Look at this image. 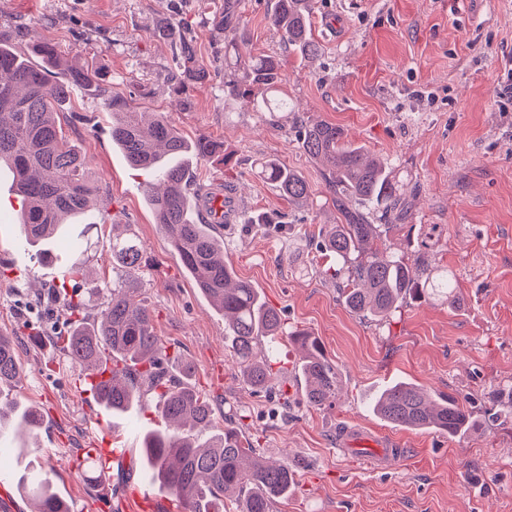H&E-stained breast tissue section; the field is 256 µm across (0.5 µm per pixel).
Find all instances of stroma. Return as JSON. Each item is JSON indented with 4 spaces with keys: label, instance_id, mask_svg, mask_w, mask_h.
Wrapping results in <instances>:
<instances>
[{
    "label": "stroma",
    "instance_id": "obj_1",
    "mask_svg": "<svg viewBox=\"0 0 512 512\" xmlns=\"http://www.w3.org/2000/svg\"><path fill=\"white\" fill-rule=\"evenodd\" d=\"M224 0H0V39L21 54L33 40L55 44L70 63H95L103 90L76 89L57 116L85 155L106 223L80 217L69 237L90 242L86 278L124 280L112 264L113 224H125L144 246L131 278L152 310L169 353L190 361L195 381L215 408L245 415L241 433L260 456L296 472L273 512H512V100L502 97L512 62V0H315L311 34L320 45L303 64L269 21L271 0H242V56L266 53L286 62L291 112L256 111L224 92V36L211 19ZM177 21L193 38L209 78L174 95L176 65L155 28ZM133 93L144 112L162 113L184 136L222 142L224 159L197 158L198 183L223 181L242 200L232 223L218 227L224 257L250 281L285 324L319 339L335 365L341 392L334 407L315 409L301 395L299 349L280 344L267 390L243 380L224 340V317L201 295L145 204L146 178L111 138L109 93ZM343 128L349 141L390 159L411 203L410 223L388 233V250L448 269L457 306L410 301L391 322L358 318L342 303L316 253V232L341 216L323 168L300 148L294 117ZM272 157L306 179L310 195L288 202L256 173ZM12 176L0 170V333L14 338L19 392L43 425L0 435V448L31 447L0 467L20 476L41 465L76 512H99L96 488L79 462L104 438L137 455L156 428L155 407L108 414L75 385L76 367L56 344L66 331L61 294L71 288L74 255L54 248L38 263L12 208ZM260 215V224L244 216ZM394 380L432 395L469 402L476 427L459 439L387 425L369 401ZM293 402L276 412L280 390ZM394 437L401 459L366 466L340 450L339 433Z\"/></svg>",
    "mask_w": 512,
    "mask_h": 512
}]
</instances>
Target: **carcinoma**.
<instances>
[{
	"label": "carcinoma",
	"instance_id": "1",
	"mask_svg": "<svg viewBox=\"0 0 512 512\" xmlns=\"http://www.w3.org/2000/svg\"><path fill=\"white\" fill-rule=\"evenodd\" d=\"M238 6L239 0H224V11L213 18L225 32L224 89L252 98L259 112H279L282 103L277 93L286 81L285 62L268 54L242 62L233 55L239 31L232 19ZM312 7L313 0H273L270 14L288 48L304 60L320 51L309 33ZM158 35L173 47L183 79L207 78L208 70L181 24L168 22ZM31 52L41 64H31L12 46L0 43V166L20 176L22 235L31 244L46 246L67 219L87 211L96 191L85 157L62 134L56 115L69 103L73 87L101 82L102 72L70 65L67 79L51 86L46 69L61 65L56 46L34 41ZM107 107L112 112V143L133 168L157 178L147 191V204L186 274L224 315L225 339L246 383L256 391L268 388L277 350L260 355L261 339L286 336L301 350L298 368L305 402L316 409L332 406L340 390L339 374L319 341L298 343L305 333L289 328L251 282L237 277L224 260V246L212 225L194 212L184 138L162 114L137 111L130 96L115 93ZM293 124L303 151L325 166L326 186L341 215V223L322 235L319 251L329 260L325 273L336 281L346 308L359 317L388 321L409 298L438 296L454 303L448 272L434 273L423 260L410 263L382 247V236L399 228L387 220L403 216L405 208L392 163L345 140L336 125L310 124L299 116ZM222 151L223 145L215 141L194 144L200 158ZM258 174L290 202L299 203L309 195L305 178L275 159L260 163ZM119 229L120 225H112V262L132 272L140 265L142 246L138 238ZM82 287L104 298L103 308L91 322L86 321L76 293ZM73 289L67 301L70 325L58 342L88 376L110 370V379L91 382L97 402L113 413H124L154 398L164 422V427L143 437L140 457L145 469L132 465L122 470L121 481L146 474L165 486L179 512H273L275 499L288 496L295 485L293 468L256 457V449L244 444L234 426V420H244L243 415L235 412L231 421L217 425L210 399L191 383L194 366L177 363L167 354L152 311L139 298L140 289L119 281L75 284ZM173 362L178 379L167 373ZM19 373L14 340L0 334V389L16 382ZM372 410L394 427L434 429L450 438L474 423L466 403L451 396L434 398L424 388L405 382L384 387L374 397ZM41 424L38 409L0 394V431L9 427L31 431ZM18 487L33 501L34 512H67L47 471L24 472Z\"/></svg>",
	"mask_w": 512,
	"mask_h": 512
}]
</instances>
